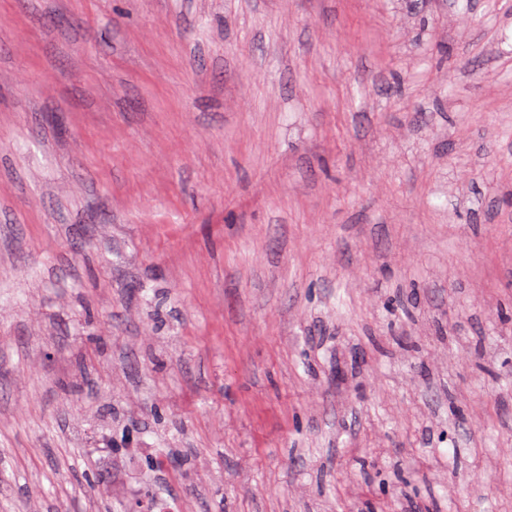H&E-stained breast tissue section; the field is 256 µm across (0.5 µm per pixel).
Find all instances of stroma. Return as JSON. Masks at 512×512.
Segmentation results:
<instances>
[{"label": "stroma", "mask_w": 512, "mask_h": 512, "mask_svg": "<svg viewBox=\"0 0 512 512\" xmlns=\"http://www.w3.org/2000/svg\"><path fill=\"white\" fill-rule=\"evenodd\" d=\"M0 512H512V0H0Z\"/></svg>", "instance_id": "1"}]
</instances>
